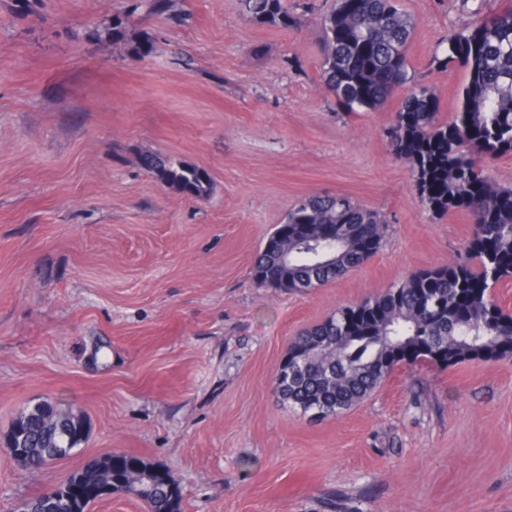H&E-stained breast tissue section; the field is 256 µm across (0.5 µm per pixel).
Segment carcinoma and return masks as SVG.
Returning a JSON list of instances; mask_svg holds the SVG:
<instances>
[{"label": "carcinoma", "instance_id": "cac0c4a2", "mask_svg": "<svg viewBox=\"0 0 512 512\" xmlns=\"http://www.w3.org/2000/svg\"><path fill=\"white\" fill-rule=\"evenodd\" d=\"M256 23L298 27L288 0H243ZM176 15L175 0H133L130 13L112 20V41L125 40L130 15ZM322 79L347 111L376 110L400 97L388 138L411 168L421 203L434 216L456 209L473 219L464 255L422 269L376 298L336 309L322 323L294 337L288 354L308 355L299 371L280 366L275 393L289 409L323 420L367 397L402 364L439 353V364L512 359V314L492 299V289L512 278V187L496 184L486 163L512 153V11L478 17L448 37L430 64L459 65L466 81L454 119L438 117L439 99L410 83L407 46L414 25L398 0H336L321 21ZM140 166L184 194L203 198L210 179L200 168L144 154ZM288 224L269 238L288 234L276 253L259 248L254 280L261 286L302 292L331 283L361 267L378 250L386 220L348 195L316 196L295 206ZM336 250V267L320 256ZM13 425L24 432L26 470L36 471L84 442L87 423L66 400L42 401ZM112 484L119 494L145 502L149 512H181L182 490L169 470L127 454H107L70 473L56 486L51 512H90L96 490Z\"/></svg>", "mask_w": 512, "mask_h": 512}]
</instances>
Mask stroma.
<instances>
[{
    "instance_id": "stroma-1",
    "label": "stroma",
    "mask_w": 512,
    "mask_h": 512,
    "mask_svg": "<svg viewBox=\"0 0 512 512\" xmlns=\"http://www.w3.org/2000/svg\"><path fill=\"white\" fill-rule=\"evenodd\" d=\"M132 0H0V512L105 454L165 465L182 512H512V359L397 367L370 396L313 421L274 392L295 336L337 308L463 253L473 221L433 217L387 131L396 102L350 114L321 78V17L251 21L241 0H178L182 22ZM414 84L452 120L465 71L440 43L512 0H400ZM204 169L194 198L140 166ZM385 217L363 266L305 292L258 286L261 244L312 196ZM86 420L70 456L29 472L4 437L28 406ZM175 0H134L130 5V15L140 10L148 14H167L170 17L176 16ZM130 15H117L112 20V42L120 43L125 40Z\"/></svg>"
}]
</instances>
